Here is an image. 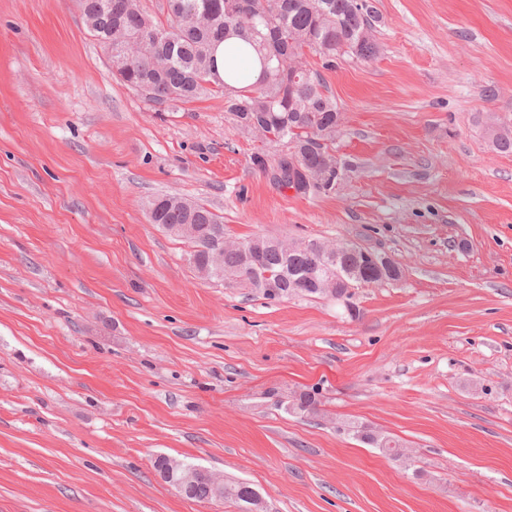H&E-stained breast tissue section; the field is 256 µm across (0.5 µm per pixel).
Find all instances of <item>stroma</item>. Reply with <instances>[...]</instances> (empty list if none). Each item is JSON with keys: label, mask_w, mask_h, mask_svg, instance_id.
<instances>
[{"label": "stroma", "mask_w": 512, "mask_h": 512, "mask_svg": "<svg viewBox=\"0 0 512 512\" xmlns=\"http://www.w3.org/2000/svg\"><path fill=\"white\" fill-rule=\"evenodd\" d=\"M378 56L323 64L356 164L299 195L251 164L223 93L149 105L76 0H0V512H512V0H371ZM176 195L227 237L350 241L400 280L269 299L199 277L147 217ZM316 413L288 409L300 392ZM380 432L395 461L359 441ZM176 462L166 457L165 462L161 458L158 463V470L165 480L173 483L185 497H190L196 501H204L212 494L214 499L210 501H228L234 503L239 509L251 510L255 505V497L259 494L250 484L242 481H224L223 477L216 476L212 473L205 474L212 483L213 489L209 481L201 476L193 488L192 486L197 475H201L199 471L190 472L179 479H174L173 471Z\"/></svg>", "instance_id": "35a3bbf8"}]
</instances>
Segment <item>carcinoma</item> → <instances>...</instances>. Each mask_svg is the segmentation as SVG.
I'll return each mask as SVG.
<instances>
[{"instance_id": "cac0c4a2", "label": "carcinoma", "mask_w": 512, "mask_h": 512, "mask_svg": "<svg viewBox=\"0 0 512 512\" xmlns=\"http://www.w3.org/2000/svg\"><path fill=\"white\" fill-rule=\"evenodd\" d=\"M79 6L96 22L90 35L104 48H112L123 83L134 91L149 86L146 101L155 106L190 102L214 86L224 93V111L233 116L238 130H245L254 118L264 124L270 133L266 143L283 149L273 156L257 152L251 163L262 172H281L277 183L283 187L288 186L291 149L300 148L299 164L308 172L327 163V151L334 150L336 140L327 130L336 127L342 113L325 93L317 72L311 70L306 79L293 83L286 75L278 76L279 63L288 61L290 53L303 56L307 50L328 64L338 56L367 61L379 54L373 38L379 15L373 5L356 0H254L244 14L238 13L236 0H165L163 22L144 8L142 0H79ZM167 28L174 29V39H157ZM231 37L249 44L260 65L258 77L240 88L228 85L215 70V48ZM315 139L327 140L323 150L312 148ZM157 200L151 223L161 229L174 224L197 226L199 235L180 239L190 244V256L210 268L211 278L222 280L242 266L241 253L220 244L224 224L218 215L195 202L187 212L170 195ZM252 241L263 245L258 273L243 280L259 289L257 274L268 272L277 279L280 298L319 294L315 284L334 279L338 266L358 271L365 284L377 280L375 269L361 264V256L348 242L337 260L330 261L320 256L315 241L309 249L294 253L267 248L265 237ZM257 495L246 482H224V500L240 509H251Z\"/></svg>"}]
</instances>
